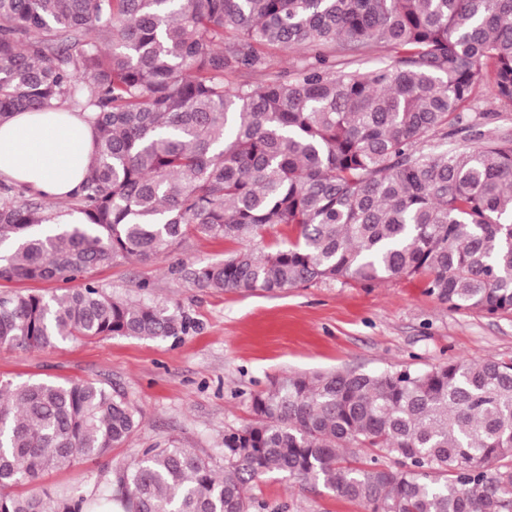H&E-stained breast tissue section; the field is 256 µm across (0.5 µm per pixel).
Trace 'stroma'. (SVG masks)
<instances>
[{"label": "stroma", "instance_id": "obj_1", "mask_svg": "<svg viewBox=\"0 0 512 512\" xmlns=\"http://www.w3.org/2000/svg\"><path fill=\"white\" fill-rule=\"evenodd\" d=\"M237 243L188 239L150 263L118 262L95 272L119 295L179 301L195 329L180 340L114 337L34 352L0 349V380L31 377L93 381L124 393L140 416L125 445L93 464L48 472L44 486L84 487L175 441L220 456L224 433L252 417L251 397L289 373L356 369H427L463 357L512 359V312L490 316L450 310L417 277L384 283L326 281L272 294L259 289L215 293L179 280L182 259H227ZM255 512H365L323 487L266 476L254 488Z\"/></svg>", "mask_w": 512, "mask_h": 512}]
</instances>
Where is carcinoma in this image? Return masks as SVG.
Here are the masks:
<instances>
[{"mask_svg": "<svg viewBox=\"0 0 512 512\" xmlns=\"http://www.w3.org/2000/svg\"><path fill=\"white\" fill-rule=\"evenodd\" d=\"M270 49L307 55L285 75ZM483 85L512 109V0H0V121L55 107L96 131L77 223L41 233L54 204L0 180V282L71 284L1 295L0 347L188 333L179 303L92 272L192 235L244 244L174 270L214 292L422 275L450 309L512 312V135L463 125ZM251 407L218 459L145 448L85 493L23 496L138 412L99 382L0 383V512H253L270 474L365 512H512V361L288 374Z\"/></svg>", "mask_w": 512, "mask_h": 512, "instance_id": "carcinoma-1", "label": "carcinoma"}]
</instances>
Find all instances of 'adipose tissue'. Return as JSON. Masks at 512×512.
<instances>
[{"mask_svg": "<svg viewBox=\"0 0 512 512\" xmlns=\"http://www.w3.org/2000/svg\"><path fill=\"white\" fill-rule=\"evenodd\" d=\"M95 131L83 113L18 112L0 122V178L50 201L82 185L94 154Z\"/></svg>", "mask_w": 512, "mask_h": 512, "instance_id": "ef3b65f1", "label": "adipose tissue"}]
</instances>
